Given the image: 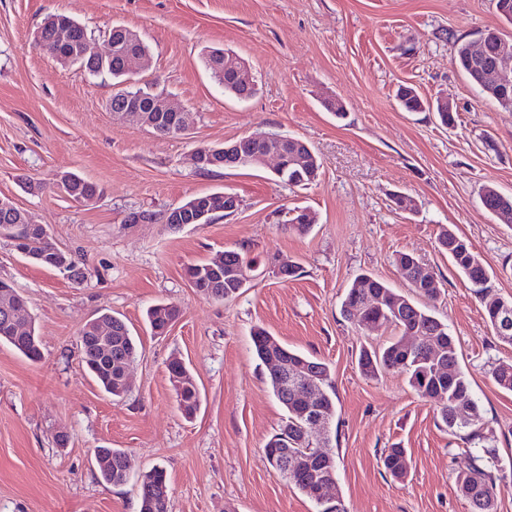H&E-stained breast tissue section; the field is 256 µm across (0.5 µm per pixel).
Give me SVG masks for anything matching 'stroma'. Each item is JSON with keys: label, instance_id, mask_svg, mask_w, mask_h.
Returning <instances> with one entry per match:
<instances>
[{"label": "stroma", "instance_id": "35a3bbf8", "mask_svg": "<svg viewBox=\"0 0 512 512\" xmlns=\"http://www.w3.org/2000/svg\"><path fill=\"white\" fill-rule=\"evenodd\" d=\"M85 27L93 50L122 25L150 46L148 69L131 87H153L188 114L186 135L163 137L106 108L114 86L62 66L36 48L54 14ZM493 0H0V197L45 225L84 279L23 258L0 238V279L26 299L41 340L33 362L0 345V512H139L137 479L156 466L169 481V512H317L267 462L263 447L286 415L252 331L328 365L336 413L328 432L346 512H470L456 491L465 448L405 375L364 376L361 348L390 330L347 321L341 301L371 274L416 297L394 264L413 253L437 274V315L448 325L490 430L487 446L505 464L497 512H512V392L492 376L512 364L468 280L437 237L451 228L493 270V295L512 300V224L485 210L480 192L512 195V110L482 94L452 63L457 41L505 31ZM232 51L250 66L257 94H225L202 54ZM428 100L448 99L453 126L435 113L407 112L398 84ZM340 99L343 116L324 107ZM255 132L310 145L321 164L312 185L286 187L271 164L205 173L195 149ZM497 144L489 151L484 136ZM73 171L97 185L88 204L63 198L54 182ZM227 192L240 206L209 224H130V213L161 215L192 196ZM415 203L397 209L394 194ZM317 222L288 228L290 209ZM245 252L252 278L229 300L191 288L185 269L224 251ZM297 262L292 277L274 259ZM165 302L183 314L163 336L145 312ZM109 310L138 343L131 386L115 399L81 364L85 323ZM181 358L200 392L193 419L181 414L167 364ZM66 445H58V433ZM405 448L408 475L387 473L385 448ZM127 452L132 480L103 482L98 448Z\"/></svg>", "mask_w": 512, "mask_h": 512}]
</instances>
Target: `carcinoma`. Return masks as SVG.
Returning <instances> with one entry per match:
<instances>
[{"mask_svg": "<svg viewBox=\"0 0 512 512\" xmlns=\"http://www.w3.org/2000/svg\"><path fill=\"white\" fill-rule=\"evenodd\" d=\"M46 39L52 41L49 49L57 52L56 59L60 62L74 54L79 41L86 36L84 28L66 16L59 22L51 23L43 30ZM133 49L141 54H149V47L143 40L135 43L121 42L112 50V56L105 58L86 59L79 66L93 76H109L121 85L128 80L125 72V56ZM221 49L207 53L205 64L213 78L224 86L228 95L245 101L253 96L252 90L239 83L235 77V69L220 57ZM452 62L462 70L470 82L477 88L484 87L491 80V75L469 60L466 43L456 44ZM396 100L407 112H424L430 103L420 97L415 88L401 85L396 91ZM303 162L288 167L284 174H276L277 179L290 187H305L314 182L318 176L319 163L317 156L310 147L302 146ZM247 163L235 156L218 155L216 163L199 166L203 172L216 169L243 168ZM63 185L58 187L60 193L72 200L84 204L91 203L97 195V186L80 175L65 171L61 173ZM481 197L483 206L489 211H512V197H502L493 186H485ZM199 205L186 209L184 205L175 207L170 215L172 224H196L199 213L205 208H218L216 202L222 197L213 193L195 196ZM23 223L22 212L18 209L6 213L0 210V237L12 239L11 226ZM290 227L300 233L308 232L316 223V215L307 208H297L286 220ZM438 244L454 267L470 282L475 292L482 294L490 289L489 265L475 254L469 244L450 228L441 231ZM23 255L34 263L47 267L58 268L63 265L73 277L82 276L72 259L57 249L49 236L34 235L23 245ZM224 267H215V263L193 264L186 268L189 282L195 283L198 291L214 300H226L235 297L242 288V282L226 275L231 268L252 267L245 253L237 250L224 251ZM396 266L405 272L412 283L423 286L420 296L433 300L439 289L427 288L425 283L434 272L413 254L402 252L395 257ZM22 298L18 291L0 294V343L14 350L31 361L41 358L40 340L35 320L26 308L17 311V320L24 329L26 338L19 339L10 327L4 325L1 318L14 308L15 299ZM342 313L354 325L369 320L396 331L386 344L360 354L359 367L366 376H374L382 370L397 371L407 376L409 385L422 398L436 407L441 423L448 432L458 435L467 443L472 444L486 439L482 430L485 422L478 401L474 398L470 381L463 372L458 361V352L453 336L448 332V324L438 318L430 309L420 306L416 301L404 296L373 275L363 274L356 278L342 302ZM181 311L176 305L159 303L149 307L146 320L154 334L165 329L168 324L178 319ZM99 318L112 326V333L106 344H100L92 333L95 321L87 322L80 335L82 361L100 388L114 398H122L119 391V374L122 364L135 360L137 342L126 322L110 313H102ZM410 321L418 328L421 342L407 351L402 345L405 336L404 321ZM270 334L263 328H256L252 333L253 351L258 360L267 363L274 356L284 362L303 365L313 374L319 388V413L331 419L335 416V392L328 367L308 356L300 354L281 343L269 342ZM441 350L440 357L430 359V350ZM169 378L174 384L182 412L191 416L199 406V392L192 375L184 362L173 358L167 365ZM496 384L503 390L512 392V364L501 365L494 372ZM268 381L278 402L286 409L287 417L278 431L272 435L264 447V453L288 451V453L306 457L310 460L308 469L288 480V484L315 500V493L324 479L336 477V461L331 454L329 444L315 447L312 445L307 418L293 395H287L280 389V379L275 369H268ZM97 470L101 480L114 486L125 484L130 478V460L128 454L117 448L97 449ZM499 460L493 448H468L462 468L456 472V488L458 493L470 504L471 512H497V500L500 494L499 482L502 477L495 475ZM386 472L392 477L403 479L407 475L406 451L398 446L387 449L382 457ZM169 488L166 470L154 467L141 475L139 512H168L169 495L162 489Z\"/></svg>", "mask_w": 512, "mask_h": 512, "instance_id": "1", "label": "carcinoma"}]
</instances>
